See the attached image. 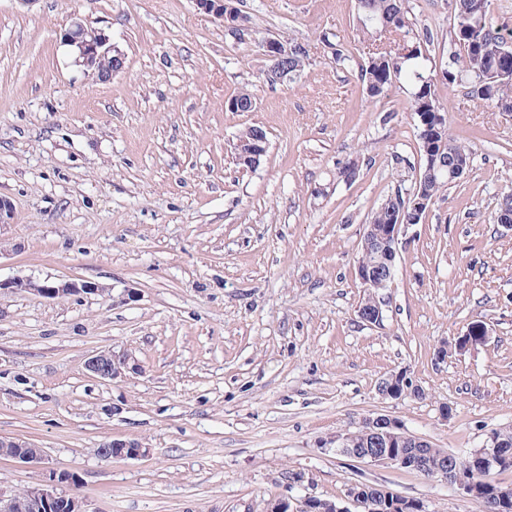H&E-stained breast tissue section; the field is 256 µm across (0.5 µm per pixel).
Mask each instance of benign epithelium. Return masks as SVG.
I'll list each match as a JSON object with an SVG mask.
<instances>
[{"label":"benign epithelium","instance_id":"7a95c632","mask_svg":"<svg viewBox=\"0 0 512 512\" xmlns=\"http://www.w3.org/2000/svg\"><path fill=\"white\" fill-rule=\"evenodd\" d=\"M233 0H195L197 7L207 14L222 20L227 32L232 36L239 35V30L244 27V20L237 15V10L232 5ZM64 45L70 48L73 63L83 67L96 75L100 81H109L112 76L125 67V53L114 44L101 30L92 29L84 25L80 20L72 22L70 28L63 34ZM237 150L242 161L254 166L259 158L266 153L267 138L260 134H252L250 138H240L237 142ZM409 224L397 218L391 224H366L363 227L361 237V252L370 254L374 261L366 263L359 260L357 276L361 285L369 289L374 285L389 287L394 280L396 270V257L398 255L399 236L404 233ZM8 287L14 291L31 289L34 293L46 297L56 298L81 293H95L100 288L89 282L60 281L35 283L31 280H15L8 284L0 282V289ZM471 346L467 335L456 337L452 342H443L436 354V358L444 360L448 358V349L456 348L465 350ZM88 371L95 377L112 381L127 372L137 370V363L128 355H115L110 351H101L89 358ZM414 388L412 379L407 371L392 372L381 379L378 392L385 398L398 400L402 392H410ZM365 430L371 435V449L360 450L350 447L351 433L338 432L335 436L323 443V448H331L349 457L374 464H391L400 467H433V473L439 475L448 483L457 487L465 496L471 498L478 491L477 482L471 475L459 468L448 470V460L441 459L436 463L422 460V454L407 457L397 455L392 450L395 444L402 442L410 435L402 427L401 423L388 415L369 417L364 422ZM0 447L9 448V458L21 463H38L43 459L42 449L21 439L0 436ZM108 447L116 449L117 457H139L145 454L146 449L141 444L129 441H113ZM505 447L501 438V430L490 432L481 446L471 451L473 457L481 461L483 470L490 471L500 466V449ZM73 479L69 474L49 473V477L43 483L27 487L22 491L5 496L0 494V512H86L83 502L73 496L64 493L60 486ZM360 508L363 506L360 491L356 485L347 489L346 499L337 504H329L332 512H351L349 506Z\"/></svg>","mask_w":512,"mask_h":512}]
</instances>
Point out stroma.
<instances>
[{"label":"stroma","instance_id":"stroma-1","mask_svg":"<svg viewBox=\"0 0 512 512\" xmlns=\"http://www.w3.org/2000/svg\"><path fill=\"white\" fill-rule=\"evenodd\" d=\"M405 6L433 38L449 132L473 155L402 235L374 326L357 315L362 226L412 188L420 153L408 84L366 93L358 0H239L240 40L195 0H0V196L14 209L0 281L99 287L0 290V436L43 450L37 465L0 457L1 491L55 471L76 476L63 490L86 512H265L287 491L341 501L364 482L427 512H476L446 481L321 448L378 414L456 453L512 426V228L496 222L512 114L445 79L450 0ZM76 14L125 53L110 81L73 65L62 35ZM271 37L305 47L297 79L266 81ZM245 89L256 109L230 111ZM253 126L267 150L245 169L235 146ZM474 326L484 343L437 360ZM107 350L138 372L92 376ZM400 369L423 397L378 394ZM112 440L146 453L98 456ZM5 287L10 288L13 291L21 290L23 288L28 289L46 298H56L81 293H95L99 291V287L96 284L69 280L51 283L45 282L43 284H38L28 279L11 281L8 284L0 282V290Z\"/></svg>","mask_w":512,"mask_h":512}]
</instances>
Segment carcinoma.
<instances>
[{
  "mask_svg": "<svg viewBox=\"0 0 512 512\" xmlns=\"http://www.w3.org/2000/svg\"><path fill=\"white\" fill-rule=\"evenodd\" d=\"M359 21L364 35L374 38L386 30L396 35L390 49L369 53L361 69V79L372 98L383 95L393 81L406 79L413 87L412 110L420 140V164L416 181L420 194L402 188L384 199L368 219L370 224H390L401 214L408 222H422L425 210L417 212L420 199L438 198L458 180L457 170L470 165L472 150L448 132L446 113L437 98L432 79L426 74L421 42H429L409 20L405 0H358ZM457 20L448 41L446 76L477 99L494 104L502 112H512V45L495 27L488 12V0H453ZM307 54L298 42L288 43V79H295L306 65ZM428 458L461 464L479 482L473 497L479 512H512V486H503L468 456L449 453L443 448L421 449ZM361 495L378 500L376 512H414L406 499L384 500L381 489L362 484Z\"/></svg>",
  "mask_w": 512,
  "mask_h": 512,
  "instance_id": "carcinoma-1",
  "label": "carcinoma"
}]
</instances>
